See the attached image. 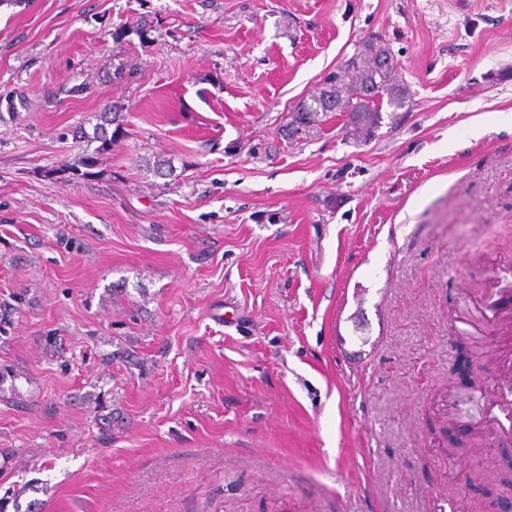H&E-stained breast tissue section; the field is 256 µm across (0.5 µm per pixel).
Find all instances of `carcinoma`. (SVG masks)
Here are the masks:
<instances>
[{"label":"carcinoma","instance_id":"1","mask_svg":"<svg viewBox=\"0 0 512 512\" xmlns=\"http://www.w3.org/2000/svg\"><path fill=\"white\" fill-rule=\"evenodd\" d=\"M154 31L151 22L143 21L136 25H120L112 32V39L117 43L135 34L143 44L151 42L150 34ZM336 83L321 88L308 98L299 101L294 111L289 113L288 125L292 127L291 135L307 136L319 127L322 118L328 113L339 111L347 116L345 135L356 142H364V132L376 130L381 123L380 103L385 102L393 110L402 109L410 99V93L403 80L392 52L382 39L369 37L355 48L354 53L337 67V73L329 74L327 80ZM369 84L376 88V93L360 97L361 89ZM123 105H112V111L99 115V123L93 133L79 131L78 139L93 147L86 152L82 164L95 166L109 153L113 141L122 131L121 113ZM113 131H108L109 126Z\"/></svg>","mask_w":512,"mask_h":512}]
</instances>
